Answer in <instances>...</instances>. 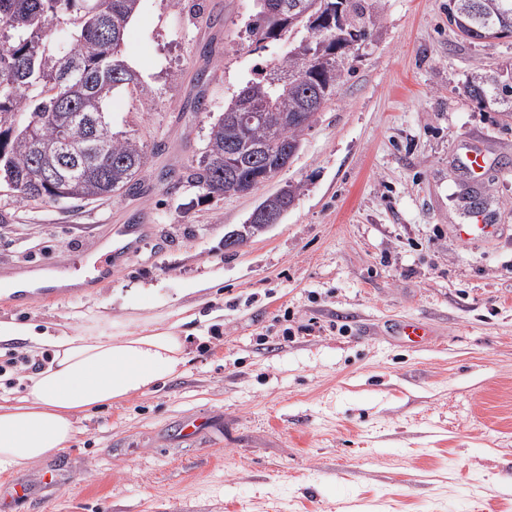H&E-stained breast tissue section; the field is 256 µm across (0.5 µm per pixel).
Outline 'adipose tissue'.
<instances>
[{
    "mask_svg": "<svg viewBox=\"0 0 512 512\" xmlns=\"http://www.w3.org/2000/svg\"><path fill=\"white\" fill-rule=\"evenodd\" d=\"M49 346L48 364L28 377L25 393L0 399V476L8 477L67 448L76 424L99 407L125 402L177 375L187 362L177 323L138 334L107 325L46 339L28 323H0V337Z\"/></svg>",
    "mask_w": 512,
    "mask_h": 512,
    "instance_id": "ef3b65f1",
    "label": "adipose tissue"
}]
</instances>
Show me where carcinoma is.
<instances>
[{"mask_svg": "<svg viewBox=\"0 0 512 512\" xmlns=\"http://www.w3.org/2000/svg\"><path fill=\"white\" fill-rule=\"evenodd\" d=\"M268 16L256 7L249 32L255 42L272 43L285 34L305 33L296 48L274 61L232 98L210 126L186 182L202 197L246 195L253 170L246 165L257 150L272 164L280 145L299 142L315 123V92L329 99L346 70L343 47L361 49L377 25L379 0H326L341 21L328 26L311 20L299 5ZM140 0H0V173L21 202L100 200L129 194L147 177L154 152L141 138L107 129L103 150L95 151V129L84 116H105L114 89L138 87V79L118 52ZM68 17L71 30L62 47L52 44L54 22ZM450 22L462 18L481 29L493 26L512 37V0H449ZM470 97L492 98L512 112V85L481 76L467 86ZM26 110L20 111V104ZM262 106L248 125L240 116Z\"/></svg>", "mask_w": 512, "mask_h": 512, "instance_id": "1", "label": "carcinoma"}]
</instances>
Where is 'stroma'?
I'll use <instances>...</instances> for the list:
<instances>
[{"mask_svg": "<svg viewBox=\"0 0 512 512\" xmlns=\"http://www.w3.org/2000/svg\"><path fill=\"white\" fill-rule=\"evenodd\" d=\"M379 5L371 45L292 162L250 194L206 200L158 176L182 174L256 67L298 42L256 44L253 0H141L121 47L141 86L106 110L114 131L165 146L145 197L20 203L0 183V275L68 272L110 226L152 227L106 281L24 305L0 296L1 323L58 336L102 310L116 333L191 314L181 374L82 419L48 461L60 484L11 512H512V117L466 91L478 73L512 84V37L462 38L448 0ZM198 92L206 111L186 109ZM290 182L301 193L282 220L225 249ZM468 191L495 236L455 237ZM403 320L426 324L430 344L401 342ZM196 417L207 436L182 440ZM45 464L20 475L37 481Z\"/></svg>", "mask_w": 512, "mask_h": 512, "instance_id": "obj_1", "label": "stroma"}]
</instances>
